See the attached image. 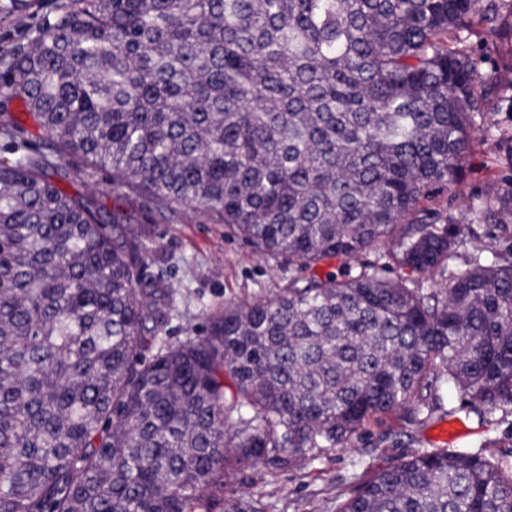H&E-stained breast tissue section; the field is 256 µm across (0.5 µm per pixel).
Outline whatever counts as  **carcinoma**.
<instances>
[{
  "instance_id": "obj_1",
  "label": "carcinoma",
  "mask_w": 512,
  "mask_h": 512,
  "mask_svg": "<svg viewBox=\"0 0 512 512\" xmlns=\"http://www.w3.org/2000/svg\"><path fill=\"white\" fill-rule=\"evenodd\" d=\"M502 3L80 0L13 57L51 149L0 121V512H257L229 471L310 463L443 387L512 413V145L482 155L509 170L488 200L448 192L499 80L470 36L512 44ZM67 156L306 275L170 343L142 232L50 181ZM463 207L494 234L428 287ZM336 512H512V460L426 448Z\"/></svg>"
}]
</instances>
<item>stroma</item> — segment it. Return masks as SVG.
<instances>
[{
	"mask_svg": "<svg viewBox=\"0 0 512 512\" xmlns=\"http://www.w3.org/2000/svg\"><path fill=\"white\" fill-rule=\"evenodd\" d=\"M8 2L0 0L1 64L14 50L29 47L39 27L75 0H33L25 14L11 11ZM52 178L70 195L93 199L108 210L122 208L138 218L147 233L144 275L163 277L173 288V307L160 330L169 342L201 332L208 314L225 303L274 297L295 275L294 270L253 254L227 226L113 186L109 176L85 169L82 161H71L65 172L53 173ZM451 425L459 430L452 447L463 446L486 457L512 452V415L499 412L478 418L462 408L451 388L442 392L440 406L431 416L412 421L399 411L384 415L351 447L328 451L288 470L259 466L237 476L233 486L260 512H333L337 499L350 496L355 483L364 478L367 466L385 467L437 447L439 433ZM495 437L500 440L498 448H486V440Z\"/></svg>",
	"mask_w": 512,
	"mask_h": 512,
	"instance_id": "obj_1",
	"label": "stroma"
}]
</instances>
